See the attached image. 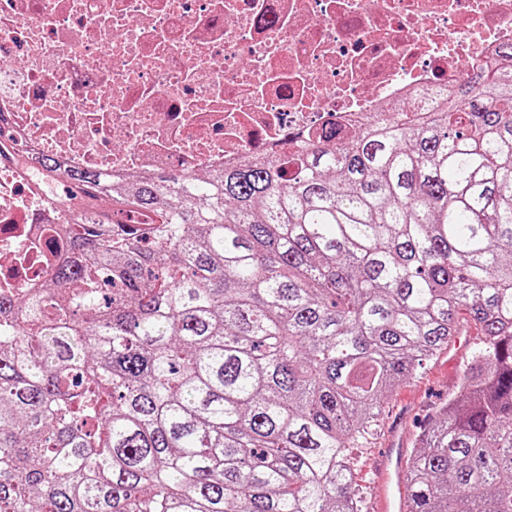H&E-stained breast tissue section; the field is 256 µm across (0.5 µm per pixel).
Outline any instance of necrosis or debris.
<instances>
[{
    "instance_id": "obj_1",
    "label": "necrosis or debris",
    "mask_w": 512,
    "mask_h": 512,
    "mask_svg": "<svg viewBox=\"0 0 512 512\" xmlns=\"http://www.w3.org/2000/svg\"><path fill=\"white\" fill-rule=\"evenodd\" d=\"M512 0H0V294L58 259L41 156L200 176L434 101L503 63Z\"/></svg>"
}]
</instances>
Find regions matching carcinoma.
Masks as SVG:
<instances>
[{
  "label": "carcinoma",
  "mask_w": 512,
  "mask_h": 512,
  "mask_svg": "<svg viewBox=\"0 0 512 512\" xmlns=\"http://www.w3.org/2000/svg\"><path fill=\"white\" fill-rule=\"evenodd\" d=\"M416 111L205 180L67 171L60 263L0 296V512H363L351 449L463 316L408 512H512V69Z\"/></svg>",
  "instance_id": "1"
}]
</instances>
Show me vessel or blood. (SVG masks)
Returning <instances> with one entry per match:
<instances>
[{
	"instance_id": "obj_1",
	"label": "vessel or blood",
	"mask_w": 512,
	"mask_h": 512,
	"mask_svg": "<svg viewBox=\"0 0 512 512\" xmlns=\"http://www.w3.org/2000/svg\"><path fill=\"white\" fill-rule=\"evenodd\" d=\"M409 458L404 449L386 448L373 463V512H404L408 500L406 473Z\"/></svg>"
}]
</instances>
